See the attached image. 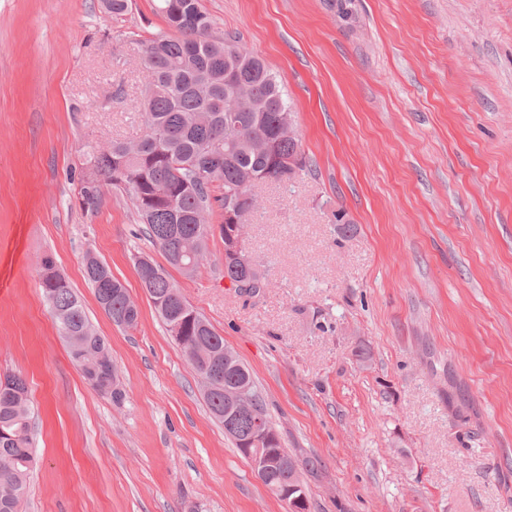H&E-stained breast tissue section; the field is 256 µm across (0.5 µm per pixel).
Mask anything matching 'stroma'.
Wrapping results in <instances>:
<instances>
[{"instance_id":"obj_1","label":"stroma","mask_w":512,"mask_h":512,"mask_svg":"<svg viewBox=\"0 0 512 512\" xmlns=\"http://www.w3.org/2000/svg\"><path fill=\"white\" fill-rule=\"evenodd\" d=\"M280 75L307 167L259 189L241 294L224 243L170 275L249 369L309 512H512V0H202ZM160 0H0V374L26 378L24 512H287L207 409L134 258L164 257L127 194H77L90 143L134 140ZM139 307L113 324L84 277ZM51 255L110 346L93 390L43 299ZM84 274L87 282L93 289L98 303H108L106 315L112 320L115 315L123 316L133 323L132 328L138 324V311L126 313L127 309H134L138 306L132 298L128 296L126 286L112 275L109 267L91 253L86 255L84 264ZM126 300V307H125Z\"/></svg>"}]
</instances>
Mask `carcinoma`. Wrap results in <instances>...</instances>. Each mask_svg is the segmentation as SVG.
I'll return each mask as SVG.
<instances>
[{"instance_id":"1","label":"carcinoma","mask_w":512,"mask_h":512,"mask_svg":"<svg viewBox=\"0 0 512 512\" xmlns=\"http://www.w3.org/2000/svg\"><path fill=\"white\" fill-rule=\"evenodd\" d=\"M160 12L167 28L152 34L143 44V60L155 85L143 100L145 133L135 141L116 139L97 151L87 146L85 171L79 196L84 210H98L104 189L124 191L145 224L150 242L173 268L185 271L197 248L207 250L209 235L206 213L212 210L211 191H221L218 201L224 210V227L245 224L255 210L254 188L267 181L288 182L306 168L300 140H288L280 129L295 121L284 98L282 78L272 73L257 55L213 35L214 20L201 0H161ZM237 84L250 89V97L235 113L236 120L250 129L252 139L231 138L225 126V100ZM141 287L148 294L164 326L182 325L183 333L209 350L206 358L192 365L195 372H209L218 392L206 400L212 416L224 412V387L240 381L258 391L248 368L224 367V337L184 298L163 266L152 263L136 267ZM84 274L99 303L108 304L106 315L127 316L138 324L136 311L126 313V286L109 267L87 254ZM250 269L239 263L224 264V277L245 281ZM41 288L59 335L80 336V352L70 353L93 389L102 382L90 368L102 360L112 361L105 339L88 318L80 296L66 278L54 270L41 275ZM33 411L24 377L14 374L0 382V473L8 472L14 482L26 485L35 460L32 436ZM236 433L224 430L234 447L237 435L252 424L249 417H235ZM297 461L281 451L271 466L270 484L288 480V463Z\"/></svg>"}]
</instances>
